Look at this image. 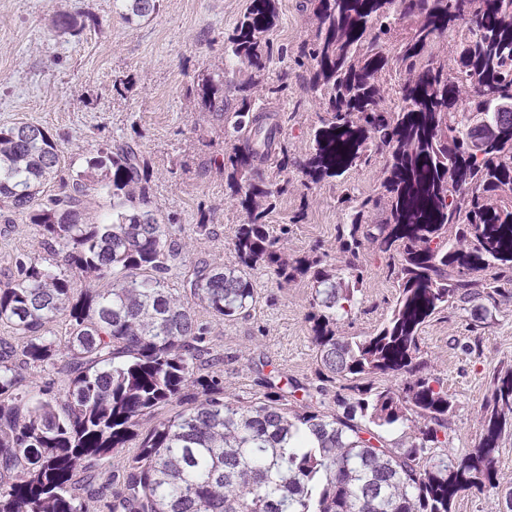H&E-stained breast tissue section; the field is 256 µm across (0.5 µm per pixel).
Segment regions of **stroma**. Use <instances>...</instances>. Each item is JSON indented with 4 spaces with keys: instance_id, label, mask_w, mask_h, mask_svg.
Returning <instances> with one entry per match:
<instances>
[{
    "instance_id": "1",
    "label": "stroma",
    "mask_w": 512,
    "mask_h": 512,
    "mask_svg": "<svg viewBox=\"0 0 512 512\" xmlns=\"http://www.w3.org/2000/svg\"><path fill=\"white\" fill-rule=\"evenodd\" d=\"M251 0H161L149 19L130 23L115 0H0V126L41 125L62 139L65 163L81 170L89 149L113 141L135 142L149 160L153 209L169 219L183 249L169 273L170 287H182L202 260L234 264L231 239L244 214L230 197L225 176L214 164L229 150L224 124L195 110L189 91L199 75L230 68L224 42ZM302 0H279V21L270 33L276 56L263 86L288 73V89L271 98L283 118L288 150L308 152L322 111L305 89L304 72L291 55L316 29ZM101 19L98 29L77 36L55 33V10ZM383 158L351 168L344 175L304 187L289 171L293 187L277 196L269 215L272 228L287 227L284 251L291 256L323 252L325 268L339 265L336 240L347 209V195L377 191L385 174ZM206 229H199V222ZM33 225L12 216L0 202V281L11 275L16 254L39 249ZM363 282L358 304L341 329L363 336L380 327L394 301L397 284L386 258L372 248L360 256ZM252 279L260 293L250 318L235 323L210 321L214 350L224 355L219 370L227 394L250 390L255 374L244 358L267 362L269 369L314 379L316 352L308 315L313 284L279 285L266 270ZM423 357L454 401L449 416L452 455L466 454L478 442L481 405L492 391V377L512 369V302L503 303L494 321L481 323L451 307L422 333Z\"/></svg>"
}]
</instances>
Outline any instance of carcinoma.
<instances>
[{
    "instance_id": "cac0c4a2",
    "label": "carcinoma",
    "mask_w": 512,
    "mask_h": 512,
    "mask_svg": "<svg viewBox=\"0 0 512 512\" xmlns=\"http://www.w3.org/2000/svg\"><path fill=\"white\" fill-rule=\"evenodd\" d=\"M128 21L160 0H116ZM314 37L293 63L325 117L309 152L292 157L280 113L253 89L273 60L278 0H251L227 49L246 78L218 70L198 78L194 105L224 122L231 142L217 168L244 212L236 264L202 261L184 288L168 285L181 244L150 205L151 171L137 144L101 145L86 167L63 174L61 149L44 127L0 126V202L38 228L46 255L19 254L0 282V512H89L100 501L78 475L123 456L107 479V512H452L465 493L499 488L498 442L512 431V371L493 376L479 442L448 454L452 400L422 357L424 327L448 307L493 318L512 299V0H306ZM53 28L78 35L81 16L58 10ZM461 36L453 62L438 44ZM401 76L399 105L379 80ZM237 104L224 102V88ZM375 155L386 159L376 195L346 199L338 226L342 264L290 258L286 231L270 229L269 199L291 181L262 170L292 167L305 185L336 178ZM59 182L60 193L45 195ZM112 198V218L91 215L90 190ZM385 208L379 224L367 214ZM388 255L397 283L390 313L367 336H343L363 275L360 250ZM65 269H59V266ZM317 284L311 315L316 385L263 376L250 399L224 394L210 371L215 319L251 316L252 271ZM490 272L477 280L473 275ZM88 280L74 287V277ZM62 321L58 337L50 324ZM68 358L64 399L25 384L23 370ZM405 376L400 389L375 379ZM334 392V407L325 397ZM167 416L134 448L141 421ZM401 431L396 439L389 438Z\"/></svg>"
}]
</instances>
